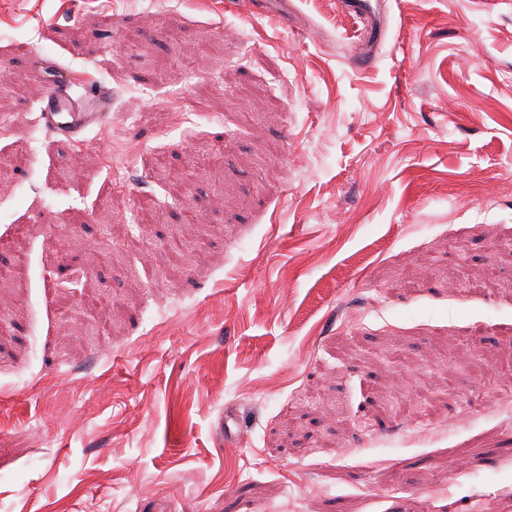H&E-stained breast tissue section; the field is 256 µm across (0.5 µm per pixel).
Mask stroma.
I'll return each mask as SVG.
<instances>
[{
    "mask_svg": "<svg viewBox=\"0 0 512 512\" xmlns=\"http://www.w3.org/2000/svg\"><path fill=\"white\" fill-rule=\"evenodd\" d=\"M263 2L0 0V512H512V0ZM70 83L43 84L40 118L46 129L79 140L90 126L106 125L112 116V97L104 86L77 96L70 92Z\"/></svg>",
    "mask_w": 512,
    "mask_h": 512,
    "instance_id": "obj_1",
    "label": "stroma"
}]
</instances>
